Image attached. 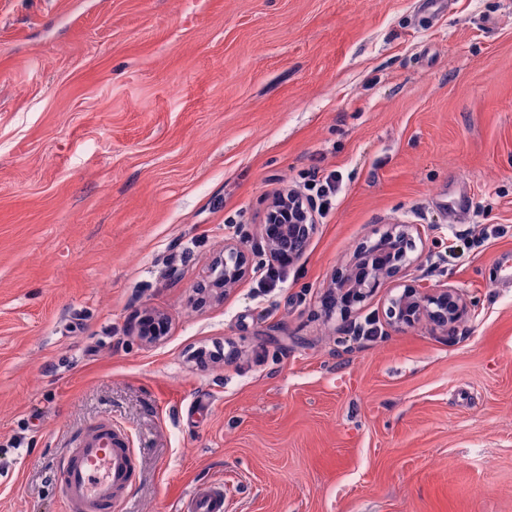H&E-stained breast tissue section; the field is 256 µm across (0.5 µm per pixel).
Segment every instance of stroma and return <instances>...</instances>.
<instances>
[{
	"label": "stroma",
	"mask_w": 512,
	"mask_h": 512,
	"mask_svg": "<svg viewBox=\"0 0 512 512\" xmlns=\"http://www.w3.org/2000/svg\"><path fill=\"white\" fill-rule=\"evenodd\" d=\"M332 171L261 285L266 204ZM395 224L402 279L471 301L450 331L388 326L386 283L325 317ZM229 239L256 270L202 299ZM103 423L115 512H512V0H0V512H65ZM313 191L320 201V208L328 212L333 208V202L340 188V179L335 172H330L322 178L314 179ZM137 459L112 425L82 437L58 476L68 512H112L113 503L135 483ZM224 489L216 485H200L181 507L182 512H224Z\"/></svg>",
	"instance_id": "obj_1"
}]
</instances>
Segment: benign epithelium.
<instances>
[{
	"mask_svg": "<svg viewBox=\"0 0 512 512\" xmlns=\"http://www.w3.org/2000/svg\"><path fill=\"white\" fill-rule=\"evenodd\" d=\"M296 196L295 192L279 193L266 210L262 231L267 253L273 260L300 258L313 235L312 207H303ZM412 229V224L401 225L397 234H386L375 244L360 248L349 265L336 269L326 312L331 315L337 310L345 314L390 281L398 293L389 297L388 314L398 327H412L426 320L446 332L449 325L468 313L466 299L451 285L431 288L398 280L408 261L407 252L415 247ZM253 270L252 253L234 241H226L224 259L215 264L210 287L222 293Z\"/></svg>",
	"mask_w": 512,
	"mask_h": 512,
	"instance_id": "benign-epithelium-1",
	"label": "benign epithelium"
}]
</instances>
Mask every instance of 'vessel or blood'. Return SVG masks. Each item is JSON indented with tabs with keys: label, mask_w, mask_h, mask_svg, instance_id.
<instances>
[{
	"label": "vessel or blood",
	"mask_w": 512,
	"mask_h": 512,
	"mask_svg": "<svg viewBox=\"0 0 512 512\" xmlns=\"http://www.w3.org/2000/svg\"><path fill=\"white\" fill-rule=\"evenodd\" d=\"M137 459L124 437L106 424L82 437L58 476L67 512H112L113 503L135 483ZM222 487L198 486L181 512H224Z\"/></svg>",
	"instance_id": "b4317fda"
}]
</instances>
